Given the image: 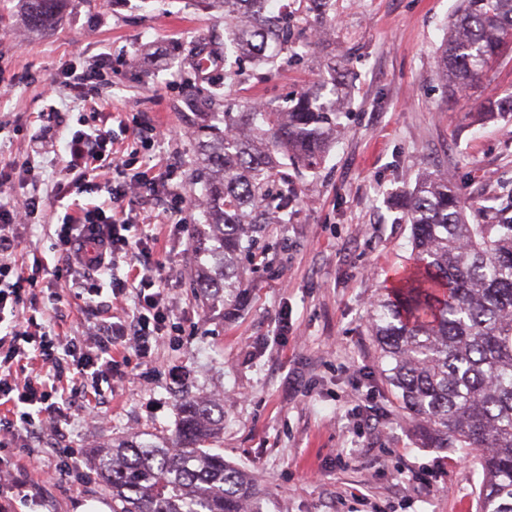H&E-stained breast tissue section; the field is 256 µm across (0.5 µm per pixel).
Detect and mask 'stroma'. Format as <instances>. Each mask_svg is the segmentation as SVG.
Returning a JSON list of instances; mask_svg holds the SVG:
<instances>
[{"instance_id": "1", "label": "stroma", "mask_w": 512, "mask_h": 512, "mask_svg": "<svg viewBox=\"0 0 512 512\" xmlns=\"http://www.w3.org/2000/svg\"><path fill=\"white\" fill-rule=\"evenodd\" d=\"M457 0H333L336 24L311 37L304 61L249 75L226 96L247 106L301 91L330 64L356 74L350 118L325 162L313 172L289 169L298 191L289 224L269 225L260 242L263 262L244 278L251 299L225 317L199 298L192 245L169 237L157 204L127 202L151 222L167 249L163 284L183 331L179 344L152 362L131 360L125 381L103 388V422L79 413L65 437L44 436L42 455L28 457L22 440L0 447V465L29 466L35 489L21 494L0 478V512H112L95 454L116 436L162 438L177 423L186 395L219 403L225 460L250 471L274 499L275 512H477L481 476L456 448L424 447L386 386L367 330L371 302L409 263L410 227L399 222L397 198L425 171L448 174L474 201V224L512 221V115L475 112L477 103L512 89V55L469 93L447 94L437 51ZM224 36V18L208 0H71L50 31L23 32L18 17L0 25V167L22 162L36 146L53 144L56 107L70 121L84 108L61 91L47 100L48 79L67 65L106 55L112 72L92 87L93 122L111 125L120 113L128 132L143 121L164 133L155 153L187 178L195 165L180 50ZM36 223L18 229L13 259L23 271L34 261L55 266L54 223L63 210L51 154ZM288 311V334L275 319ZM77 449L82 469L65 472V449Z\"/></svg>"}]
</instances>
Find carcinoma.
<instances>
[{
  "label": "carcinoma",
  "instance_id": "carcinoma-1",
  "mask_svg": "<svg viewBox=\"0 0 512 512\" xmlns=\"http://www.w3.org/2000/svg\"><path fill=\"white\" fill-rule=\"evenodd\" d=\"M212 0L224 14V45L191 44L183 64L202 76L224 64V85L297 59L305 34L332 25L331 0ZM66 0H19L25 27L50 29ZM512 51V0H461L440 46L438 72L451 92L477 81ZM282 104L241 109L215 93L193 125L202 184L195 227L198 292L227 311L247 295L243 266L257 258L269 224H287L297 193L282 169L320 167L347 113L348 75L336 64ZM511 113L512 91L481 107ZM471 207L440 172L421 175L405 195L411 264L371 304L367 329L384 380L430 448H467L482 473L479 512H512V222L470 224ZM224 413L183 399L173 434L158 440L112 439L97 469L112 512H266L270 493L209 448Z\"/></svg>",
  "mask_w": 512,
  "mask_h": 512
}]
</instances>
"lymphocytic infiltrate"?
Masks as SVG:
<instances>
[{
	"mask_svg": "<svg viewBox=\"0 0 512 512\" xmlns=\"http://www.w3.org/2000/svg\"><path fill=\"white\" fill-rule=\"evenodd\" d=\"M63 132L66 177L56 191L65 207L54 234L64 268L52 271L55 289L43 304L37 278L18 271L11 260L16 227L44 209L32 186L40 172L31 160L0 168V185L20 188L11 202L0 204V428L13 437L40 429L62 435L75 395H96L101 381L126 378L117 343L149 359L160 344L174 343L180 330L162 285L158 239L146 231L132 236L136 223L123 206L131 196H153L173 231L189 228L193 210L182 184L163 185L149 173L157 126L145 121L131 133L143 150L137 172L130 157L115 150L112 130L67 126ZM124 266L131 267L132 277L119 276ZM73 288L94 321L85 334L63 341L49 309Z\"/></svg>",
	"mask_w": 512,
	"mask_h": 512,
	"instance_id": "f902f5d3",
	"label": "lymphocytic infiltrate"
}]
</instances>
